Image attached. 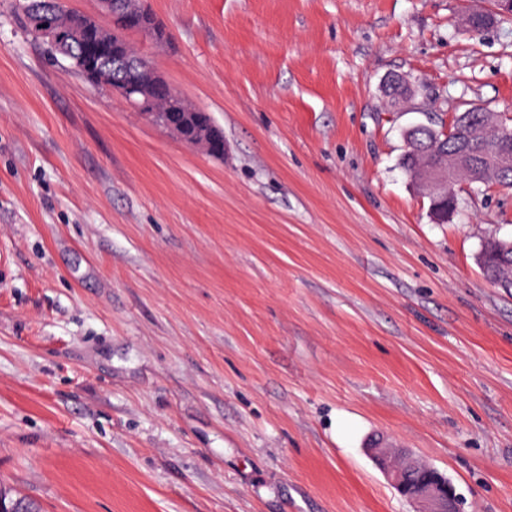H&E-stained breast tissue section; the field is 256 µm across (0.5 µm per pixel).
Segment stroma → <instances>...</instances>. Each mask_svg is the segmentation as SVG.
Returning a JSON list of instances; mask_svg holds the SVG:
<instances>
[{"label": "stroma", "mask_w": 512, "mask_h": 512, "mask_svg": "<svg viewBox=\"0 0 512 512\" xmlns=\"http://www.w3.org/2000/svg\"><path fill=\"white\" fill-rule=\"evenodd\" d=\"M133 42L214 157L88 84L0 0V488L40 512H512V190L447 223L403 132L512 117V20L464 0H147ZM401 75L414 95L389 107ZM512 14L511 0H497L496 7L488 12L476 14L472 12H464L462 21L466 30L476 33L478 31H486L498 24V16ZM497 241L506 244V247H512L510 241L491 240L486 242L480 253V257L484 258L482 264L480 263L481 269L494 284L502 288H512V251L499 250L494 244ZM370 450L394 487L404 489L405 498L416 504L415 512H456L453 490L442 475L428 471L424 478L412 482L408 478V469L415 466L413 461L405 464L397 462L388 448H377L375 445Z\"/></svg>", "instance_id": "35a3bbf8"}]
</instances>
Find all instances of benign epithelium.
<instances>
[{
    "label": "benign epithelium",
    "mask_w": 512,
    "mask_h": 512,
    "mask_svg": "<svg viewBox=\"0 0 512 512\" xmlns=\"http://www.w3.org/2000/svg\"><path fill=\"white\" fill-rule=\"evenodd\" d=\"M102 14L110 19L109 33L112 51L104 56H90L83 52L85 42L96 32L97 20L81 13L65 27L56 19V10L47 8L34 16L29 30L43 43L54 49L77 45L76 67L93 73L91 82L98 75H109L112 93L127 106L138 111L151 122L168 130L181 140L199 146L208 152L215 151L218 128L213 120L198 122L196 112H153V103L160 98L173 97L183 101L168 81L156 70L146 57H128L130 43L127 35L141 34L154 44L169 40V31L148 8L146 0H97ZM512 14V0H496V7L488 12L463 13L466 30L476 33L486 31L498 24V17ZM412 182L426 189L431 197L445 198L453 195L452 189L460 181L472 183L484 178V169L475 165L471 154L460 150L448 156V164H424L410 175ZM386 475L396 488L406 491V498L416 504L415 512H455V497L451 486L438 473L427 472L425 477L412 482L408 469L415 466L409 461L397 462L386 448H371Z\"/></svg>",
    "instance_id": "7a95c632"
}]
</instances>
